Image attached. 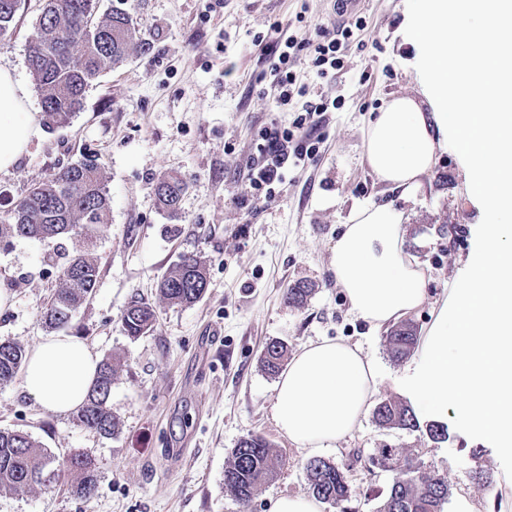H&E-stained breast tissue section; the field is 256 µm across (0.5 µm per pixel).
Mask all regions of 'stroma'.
Segmentation results:
<instances>
[{"label":"stroma","mask_w":512,"mask_h":512,"mask_svg":"<svg viewBox=\"0 0 512 512\" xmlns=\"http://www.w3.org/2000/svg\"><path fill=\"white\" fill-rule=\"evenodd\" d=\"M43 6L44 0H21L0 37V65L14 71L28 110L37 113L41 94L27 56ZM115 7L130 13L150 51L101 73L69 123L43 127L17 166L0 173V220L9 201L60 167L88 157L101 168L111 212L95 241L98 281L66 332L117 367L108 406L118 430L105 437L75 413L36 405L23 389L24 374L0 385V429L39 441L56 473L45 489L0 490V512H269L271 500L307 493L308 456L272 418L275 379L260 363L266 342L283 340L292 353L322 339L361 345L378 365L380 396H404L405 365L389 357L385 330L349 314L327 266L354 207L396 198L364 160V131L393 95L417 90L414 49L402 34L407 3L360 0L353 15L364 28L341 51L333 77L318 78L307 57L297 60V82L309 99L322 97L333 107L320 127L316 159L292 170L268 202L252 198L247 164L259 131L274 122L289 126L294 114L277 105L264 78L270 56L254 37L276 23L300 38L316 26L332 27L342 20L336 0H96L98 13ZM164 174L187 183L173 218L160 211L153 192ZM404 208L408 254L428 277L424 305L408 316L423 332L447 299L459 260L474 249L471 226L481 218L455 151L441 154L430 187ZM80 243L77 236L0 243V291L10 296L0 309V340L29 351L50 336L41 315ZM184 255L206 263L207 291L191 306L162 303L157 282ZM298 279L316 285L301 309L284 296ZM137 297L155 308L157 323L134 339L120 317ZM446 424L447 439L434 442L417 431L379 428L367 417L351 437L322 450L350 471L346 512H375L392 474L368 456L385 445L416 449L423 468L447 479L453 500L445 512H455L463 493L479 512H512V497L488 496L473 481L481 467L503 483L512 459L456 416ZM250 433L270 441L284 465L244 510L224 494V466ZM75 455L96 465L91 498L71 491L65 462Z\"/></svg>","instance_id":"stroma-1"}]
</instances>
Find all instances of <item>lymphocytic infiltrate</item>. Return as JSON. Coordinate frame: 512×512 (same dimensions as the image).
Listing matches in <instances>:
<instances>
[{
  "label": "lymphocytic infiltrate",
  "mask_w": 512,
  "mask_h": 512,
  "mask_svg": "<svg viewBox=\"0 0 512 512\" xmlns=\"http://www.w3.org/2000/svg\"><path fill=\"white\" fill-rule=\"evenodd\" d=\"M353 35L351 26L340 24L333 29L318 28L316 39H297L288 35L281 25H274L258 44L272 56L269 77L277 92L279 103L285 104L293 96L303 102L291 126L271 125L263 128L256 143V154L248 169V182L255 199H269L276 185L282 184L290 169L304 165L319 153L321 142L317 131L327 106L307 100L305 88L297 87L293 65L301 51H308L310 65L319 78L331 77L340 66L338 51Z\"/></svg>",
  "instance_id": "obj_1"
}]
</instances>
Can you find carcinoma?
<instances>
[{"label":"carcinoma","instance_id":"1","mask_svg":"<svg viewBox=\"0 0 512 512\" xmlns=\"http://www.w3.org/2000/svg\"><path fill=\"white\" fill-rule=\"evenodd\" d=\"M20 0H0V35L13 22ZM150 43L142 39L129 12L114 8L95 14V0H48L38 18L35 36L29 46L28 68L42 95V108L50 125L67 122L83 106L89 83L103 71L121 63L132 51L146 52ZM186 183L176 175L158 178L154 191L159 208L170 217L177 215ZM110 201L103 174L90 162L62 167L51 178L32 186L0 222V242L14 237L62 239L78 228L83 248L69 257L60 270L61 286L43 313L44 322L59 328L71 322L73 314L91 296L99 276V261L93 239L109 224ZM208 287V269L196 256H185L158 283V296L168 305L185 306L198 301ZM314 286L295 281L286 288L288 302L302 306L313 294ZM156 321L153 306L135 299L124 310L121 323L131 337L149 333ZM418 344L417 329L411 323L393 327L386 336L390 357L407 359ZM288 345L269 342L261 355L267 373L281 370ZM26 360L24 348L14 342H0V384L9 383ZM116 368L105 360L96 383L77 420L104 436H112L117 422L107 406ZM373 420L380 427L419 429L423 426L413 409L398 400H380L373 409ZM426 436L438 441L448 435L447 427L430 421ZM377 464L399 469L402 476L393 480L378 503L376 512H445L450 495L448 483L440 475L415 463L412 451L377 448ZM50 456L30 435L0 430V488L20 490L52 483L54 472L47 470ZM283 466V460L265 438L247 434L239 439L224 468V493L247 505L262 485ZM66 467L76 477L74 493L90 497L97 485L94 462L74 456ZM309 490L324 503L339 505L348 500L351 486L347 472L336 463L313 457L304 465Z\"/></svg>","mask_w":512,"mask_h":512}]
</instances>
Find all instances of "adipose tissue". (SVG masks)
<instances>
[{
	"label": "adipose tissue",
	"mask_w": 512,
	"mask_h": 512,
	"mask_svg": "<svg viewBox=\"0 0 512 512\" xmlns=\"http://www.w3.org/2000/svg\"><path fill=\"white\" fill-rule=\"evenodd\" d=\"M467 10L476 26L450 22ZM404 38L418 52L420 96H394L368 125L365 160L401 199L421 191L440 151L466 162L472 200L485 215L467 271L438 307L405 391L433 418L455 412L512 453V0H413ZM41 133L12 72L0 67V173ZM406 214L393 203L356 210L331 248L328 273L350 313L372 327L398 323L427 298L424 272L406 257ZM100 360L72 335L47 337L28 356L25 390L48 410L86 401ZM373 358L336 340L305 344L275 384L273 419L313 452L351 436L378 389Z\"/></svg>",
	"instance_id": "adipose-tissue-1"
}]
</instances>
